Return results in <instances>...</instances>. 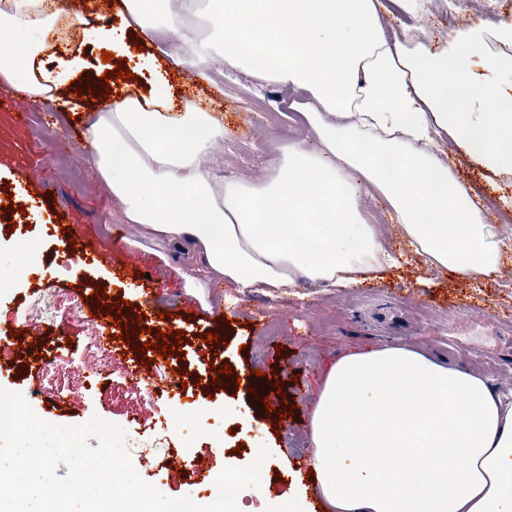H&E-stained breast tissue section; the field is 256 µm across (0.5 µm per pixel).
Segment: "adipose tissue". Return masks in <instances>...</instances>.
I'll return each instance as SVG.
<instances>
[{"instance_id": "obj_1", "label": "adipose tissue", "mask_w": 512, "mask_h": 512, "mask_svg": "<svg viewBox=\"0 0 512 512\" xmlns=\"http://www.w3.org/2000/svg\"><path fill=\"white\" fill-rule=\"evenodd\" d=\"M120 27L163 31V55L258 87L305 90L315 145L282 147L263 182L216 178L202 160L224 126L196 101L175 108L155 74L90 116L85 149L122 221L176 249L191 245L209 279L280 290L308 280L346 287L394 265L362 194L386 198L417 254L466 278L501 269L484 217L434 147L451 138L487 170L512 167V95L468 80L487 41L512 47V23L456 32L444 46L387 37L389 0H177L163 28L146 0H124ZM205 19L208 35L190 26ZM57 21L45 0L0 9V81L36 103L83 68L59 54L36 71ZM310 467L332 512H512V402L492 381L408 346L350 351L332 364L309 413Z\"/></svg>"}]
</instances>
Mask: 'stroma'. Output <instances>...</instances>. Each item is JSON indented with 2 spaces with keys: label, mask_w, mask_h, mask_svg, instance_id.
Returning a JSON list of instances; mask_svg holds the SVG:
<instances>
[{
  "label": "stroma",
  "mask_w": 512,
  "mask_h": 512,
  "mask_svg": "<svg viewBox=\"0 0 512 512\" xmlns=\"http://www.w3.org/2000/svg\"><path fill=\"white\" fill-rule=\"evenodd\" d=\"M439 0L429 16L402 11L386 15V31L410 26L420 42L435 44L476 23L512 21V0ZM69 46L80 48L85 73L102 76L128 66L131 79L110 82L113 93H148L152 76L144 59L156 57L176 99L204 93L224 140L208 160L221 177L263 180L268 160L286 144L313 146L314 137L292 95L275 86L254 93L246 76L228 80L218 70L199 71L179 60L157 56L153 43L143 50L125 47L122 56L103 63L102 44L87 30L65 32ZM0 204L11 228L0 232V261L20 264L23 276L0 290V387L21 393L43 420L77 425L92 416L120 425L138 475L163 494L209 501L214 468L242 467L260 446L271 452L255 494L245 505L262 512L283 498H298L303 512H328L302 467L311 456L308 417L330 366L345 350L406 345L426 356L459 364L490 377L499 392L512 393V228L501 214H512V173L491 172L462 157L454 142L441 144L459 181L487 214L486 240L501 255L499 278H463L427 265L415 253L393 218L386 199L362 194L367 221L379 225L382 242L397 262L376 279L350 288H326L303 281L269 294L241 292L226 283L190 288L185 275L197 259L165 245L133 224L116 219L117 205L94 175L83 143L93 112L111 110V100L83 102L67 88L47 103L35 104L22 92L0 84ZM38 114L39 132L19 130L16 115ZM66 166H59V155ZM50 188L41 206L27 202L39 188ZM31 244L29 254L17 242ZM97 249L96 264H85L76 248ZM167 284L156 302L164 313L161 331L183 334L173 357L152 356L146 369L155 388L131 384L124 360L133 341H154L155 334L135 327L132 343L99 366L83 348L92 331L107 329V307L125 300L121 314L133 321L142 301V283L122 277L117 267L130 254ZM106 287L105 300L94 297ZM222 341L207 346L206 332ZM40 351L44 369L37 378L22 370L24 358ZM231 365L213 381L210 366ZM253 372L251 386L238 384ZM236 413L228 417L225 405Z\"/></svg>",
  "instance_id": "35a3bbf8"
}]
</instances>
